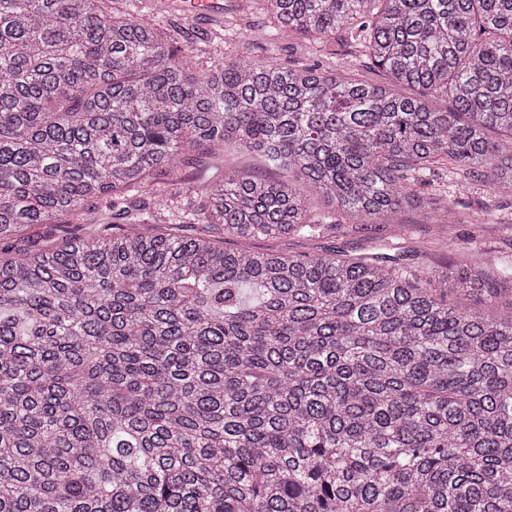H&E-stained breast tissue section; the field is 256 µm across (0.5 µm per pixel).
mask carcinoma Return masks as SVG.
<instances>
[{
    "mask_svg": "<svg viewBox=\"0 0 512 512\" xmlns=\"http://www.w3.org/2000/svg\"><path fill=\"white\" fill-rule=\"evenodd\" d=\"M262 2L385 82L201 67L113 0H0V512H512V258L453 241L496 215L443 185L512 198V0ZM200 147L337 209L245 169L185 188ZM184 190L188 233L125 207ZM104 200L97 230L18 246ZM406 210L444 228L413 265L396 242L212 235L315 239ZM385 229L376 224H359L356 227L342 228L337 237L326 236L315 242L299 238H288L279 241L255 239L250 241H234L236 245H244L253 249H265L270 246L278 247L289 253L298 254L311 251L312 248L333 249L341 247L352 252H371L379 244L387 241Z\"/></svg>",
    "mask_w": 512,
    "mask_h": 512,
    "instance_id": "obj_1",
    "label": "carcinoma"
}]
</instances>
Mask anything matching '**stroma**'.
<instances>
[{
    "label": "stroma",
    "mask_w": 512,
    "mask_h": 512,
    "mask_svg": "<svg viewBox=\"0 0 512 512\" xmlns=\"http://www.w3.org/2000/svg\"><path fill=\"white\" fill-rule=\"evenodd\" d=\"M224 14L218 18L197 17L183 9L182 0H117L137 18L152 21L177 32L180 47L190 49L200 65L217 60H235L252 54L293 66L320 64L328 72L366 82L383 81L384 75L367 59H355L349 48L334 41L285 39L273 28L261 4L244 10L240 0H223ZM386 239V231L375 224L342 229L338 236L312 243L299 238L278 241V248L293 254L341 247L352 252H371Z\"/></svg>",
    "instance_id": "obj_1"
}]
</instances>
